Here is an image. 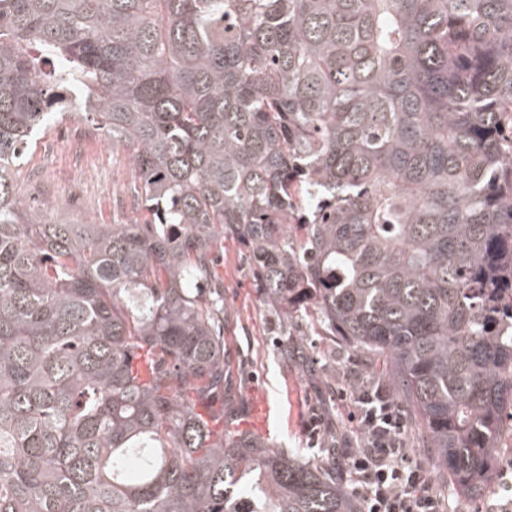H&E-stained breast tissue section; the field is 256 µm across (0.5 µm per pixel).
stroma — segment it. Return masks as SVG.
<instances>
[{"label":"stroma","instance_id":"1","mask_svg":"<svg viewBox=\"0 0 512 512\" xmlns=\"http://www.w3.org/2000/svg\"><path fill=\"white\" fill-rule=\"evenodd\" d=\"M15 186L35 213H51L84 224H129L138 219L132 207V159L127 149L112 146L80 112L50 122L15 171ZM224 290V346L229 355L228 382L236 394L230 430H253L254 397L265 396L267 424L260 437L304 457H322L305 430L312 416L323 417L332 433L354 434L349 403L338 399L346 379L378 381L382 360L361 365L360 354L330 336L307 334L314 359L311 371L286 366L280 349L287 330L265 304L246 252L224 239L214 267ZM495 494L464 498L439 470L431 475L445 498V512H512V462L498 459Z\"/></svg>","mask_w":512,"mask_h":512}]
</instances>
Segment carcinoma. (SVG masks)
Listing matches in <instances>:
<instances>
[{"label": "carcinoma", "instance_id": "cac0c4a2", "mask_svg": "<svg viewBox=\"0 0 512 512\" xmlns=\"http://www.w3.org/2000/svg\"><path fill=\"white\" fill-rule=\"evenodd\" d=\"M132 224L31 215L76 108ZM224 238L265 303L389 365L470 498L512 437V0H0V512H360L336 460L213 430ZM144 350L150 378L132 372Z\"/></svg>", "mask_w": 512, "mask_h": 512}]
</instances>
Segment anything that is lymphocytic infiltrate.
<instances>
[{
	"instance_id": "lymphocytic-infiltrate-1",
	"label": "lymphocytic infiltrate",
	"mask_w": 512,
	"mask_h": 512,
	"mask_svg": "<svg viewBox=\"0 0 512 512\" xmlns=\"http://www.w3.org/2000/svg\"><path fill=\"white\" fill-rule=\"evenodd\" d=\"M358 423L353 447L336 458L351 473L362 512H443V501L428 469L412 459L406 418L380 384L351 385L339 393Z\"/></svg>"
}]
</instances>
